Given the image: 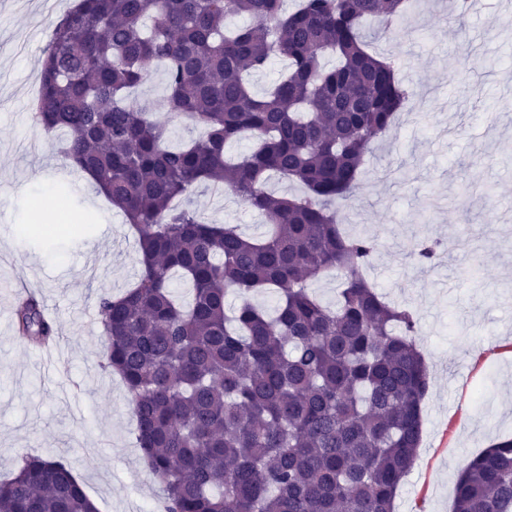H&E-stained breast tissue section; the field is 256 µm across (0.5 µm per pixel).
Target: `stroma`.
<instances>
[{
  "instance_id": "obj_1",
  "label": "stroma",
  "mask_w": 512,
  "mask_h": 512,
  "mask_svg": "<svg viewBox=\"0 0 512 512\" xmlns=\"http://www.w3.org/2000/svg\"><path fill=\"white\" fill-rule=\"evenodd\" d=\"M73 3L0 0V478L27 455L60 458L102 512H157L127 389L104 370L105 337L88 323L101 295L137 277L135 239L33 121L43 49ZM412 14L371 41L410 95L340 219L347 233L376 239L367 278L415 313L430 372L395 512H452L461 469L512 437V0L466 15L456 0H414ZM194 206L247 236L265 230L232 195L206 190ZM40 209L77 222L47 239L31 229ZM427 239L440 247L422 266L406 246ZM18 282L54 322L52 347L16 337Z\"/></svg>"
}]
</instances>
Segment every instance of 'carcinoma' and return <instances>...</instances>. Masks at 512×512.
Wrapping results in <instances>:
<instances>
[{
    "mask_svg": "<svg viewBox=\"0 0 512 512\" xmlns=\"http://www.w3.org/2000/svg\"><path fill=\"white\" fill-rule=\"evenodd\" d=\"M284 2L75 0L43 50L35 123L137 237L139 276L100 296L98 316L165 512H394L420 442L429 376L417 319L370 287L377 242L344 234L334 209L409 98L364 22L388 35L409 0ZM241 15L249 23L228 30ZM275 58L287 72L254 94L245 76ZM151 64L164 112L199 137L169 146L160 105L131 98ZM242 139L252 147L229 157ZM274 174L303 192L267 190ZM203 184L228 186L266 235L202 221L190 201ZM436 247L410 255L427 265ZM334 270L328 305L309 282ZM267 290L272 312L252 301ZM16 315L22 338L53 340L33 296ZM0 512L99 509L63 461L27 455L0 481ZM453 512H512V438L463 469Z\"/></svg>",
    "mask_w": 512,
    "mask_h": 512,
    "instance_id": "carcinoma-1",
    "label": "carcinoma"
}]
</instances>
